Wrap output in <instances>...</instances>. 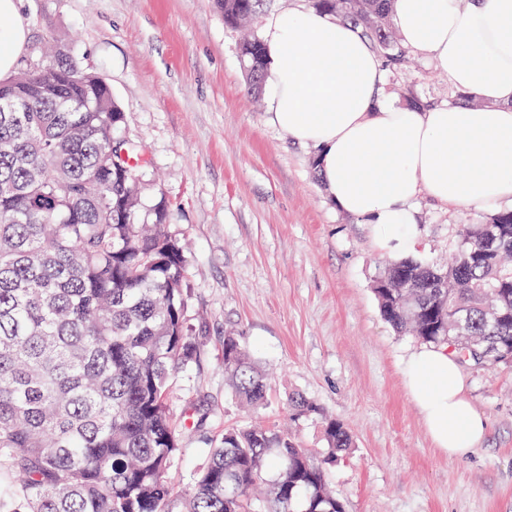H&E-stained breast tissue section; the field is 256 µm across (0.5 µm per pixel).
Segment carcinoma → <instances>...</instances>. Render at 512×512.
<instances>
[{
    "label": "carcinoma",
    "instance_id": "obj_1",
    "mask_svg": "<svg viewBox=\"0 0 512 512\" xmlns=\"http://www.w3.org/2000/svg\"><path fill=\"white\" fill-rule=\"evenodd\" d=\"M263 0H217L224 25L254 22ZM394 0H309L349 21L398 69ZM248 90L265 80V50L240 48ZM124 112L110 87L64 51L0 84V512H171V459L184 424L170 389L197 359L187 319L183 247L168 206L139 214L137 146L117 138ZM497 253L479 258L470 224L448 264L394 261L374 281L397 331L479 364L512 362V212ZM402 278L404 288H385ZM469 320L462 333L452 312ZM224 376L246 407L264 405L269 374L239 336L224 334ZM292 419L320 417L315 458L288 434L227 427L180 512H344L327 475L352 447L345 424L288 396Z\"/></svg>",
    "mask_w": 512,
    "mask_h": 512
}]
</instances>
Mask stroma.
Here are the masks:
<instances>
[{"label":"stroma","instance_id":"stroma-1","mask_svg":"<svg viewBox=\"0 0 512 512\" xmlns=\"http://www.w3.org/2000/svg\"><path fill=\"white\" fill-rule=\"evenodd\" d=\"M29 42L66 47L103 78L126 115L124 139L148 161L143 212L169 208L167 230L185 241L189 322L200 356L175 381L171 412L204 419L186 429L173 462L180 490L201 463L206 439L252 420L290 428L321 452V425L288 423L289 394L342 421L353 446L328 473L346 512H512V362L463 363L467 396L487 420L481 447L448 457L433 445L402 377L422 343L382 317L373 282L389 255L366 225L329 200L298 145L269 120L267 99L247 90L239 45L214 0H20ZM396 97L447 102L448 79L418 55L387 73ZM417 261L447 258L460 229L490 214L417 204ZM240 336L270 374L266 403L247 413L224 380V334Z\"/></svg>","mask_w":512,"mask_h":512}]
</instances>
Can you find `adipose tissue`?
Here are the masks:
<instances>
[{
    "label": "adipose tissue",
    "instance_id": "ef3b65f1",
    "mask_svg": "<svg viewBox=\"0 0 512 512\" xmlns=\"http://www.w3.org/2000/svg\"><path fill=\"white\" fill-rule=\"evenodd\" d=\"M401 42L430 61L471 103L430 108L385 90L382 59L352 23L313 10L265 18L273 124L315 148V171L336 207L367 224L393 256L420 241L415 203L512 209V0H396ZM19 0H0V82L28 44ZM406 387L435 447L451 458L480 448L486 420L445 349L403 363Z\"/></svg>",
    "mask_w": 512,
    "mask_h": 512
}]
</instances>
